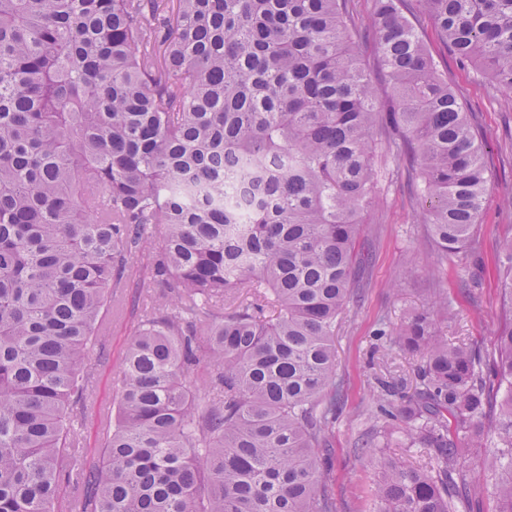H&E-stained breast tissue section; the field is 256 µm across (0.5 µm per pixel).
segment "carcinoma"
<instances>
[{
  "mask_svg": "<svg viewBox=\"0 0 512 512\" xmlns=\"http://www.w3.org/2000/svg\"><path fill=\"white\" fill-rule=\"evenodd\" d=\"M350 2L0 0V512H56L74 469L78 512H333L319 448L377 150L405 157L445 258L470 245L490 186L411 18L512 94V0H373L369 29ZM232 181L258 188L245 214ZM499 252L489 366L438 334L446 298L396 334L421 386L380 409L431 463L377 459L379 512L486 495L512 512V234ZM139 253L167 298L142 306L88 467L82 360ZM471 448L511 465L475 484ZM360 59L363 68L371 75L375 94L380 101H386L390 95L389 85L379 68L378 57L372 43L361 46Z\"/></svg>",
  "mask_w": 512,
  "mask_h": 512,
  "instance_id": "1",
  "label": "carcinoma"
}]
</instances>
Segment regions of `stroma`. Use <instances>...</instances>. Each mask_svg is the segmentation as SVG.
Segmentation results:
<instances>
[{
  "label": "stroma",
  "instance_id": "1",
  "mask_svg": "<svg viewBox=\"0 0 512 512\" xmlns=\"http://www.w3.org/2000/svg\"><path fill=\"white\" fill-rule=\"evenodd\" d=\"M417 32L449 86L470 115L492 173L481 224L470 247L438 261L428 225L422 224L407 163L379 155L377 201L362 215V255L353 268L352 298L336 331V382L341 411L327 436L324 488L335 512H378L379 471L372 455L398 457L412 466L429 460L424 448L408 446L400 429L377 408L382 388L413 392L420 385L419 357L401 352L392 334L437 297L448 299V316L437 329L449 342L468 341L484 358L494 354V336L504 321L497 255L512 231V105L503 91L449 52L428 17ZM133 276L108 302L96 340L82 364L95 382L87 418L78 431L87 461L98 458L115 423L119 365L136 327L143 299L157 295L147 256L134 258ZM373 441V453L362 444Z\"/></svg>",
  "mask_w": 512,
  "mask_h": 512
}]
</instances>
